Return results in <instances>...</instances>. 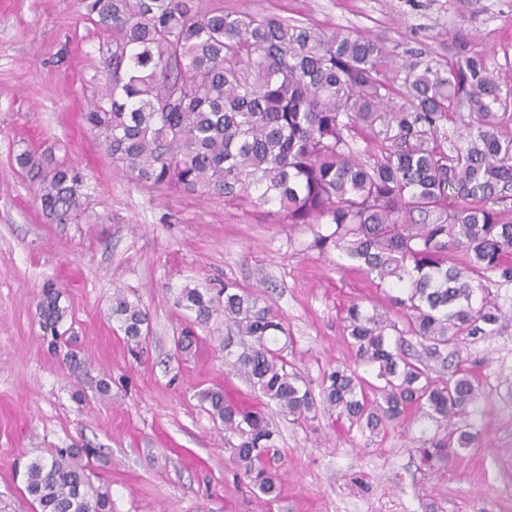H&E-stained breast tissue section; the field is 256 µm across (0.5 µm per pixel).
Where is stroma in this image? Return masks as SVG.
Returning a JSON list of instances; mask_svg holds the SVG:
<instances>
[{
  "label": "stroma",
  "mask_w": 512,
  "mask_h": 512,
  "mask_svg": "<svg viewBox=\"0 0 512 512\" xmlns=\"http://www.w3.org/2000/svg\"><path fill=\"white\" fill-rule=\"evenodd\" d=\"M225 9L277 14L351 34L379 35L399 52L439 62L442 42L467 31L512 86V0H223ZM83 0H0V512H37L26 469L57 448L87 447L91 477L111 512H512V320L461 345L488 397L467 448L425 463L445 425L419 416L383 437L332 429L326 413L276 415L280 495L240 478L224 432L198 394H253L224 364V315L196 329L190 354L174 344L193 316L185 285L225 280L280 315L290 360L319 390L324 371L350 363L345 310L386 311L388 289L338 257L311 249L305 224H273L252 202L135 184L87 130L83 114L105 32ZM66 161L87 178L79 222L44 217L16 156ZM63 288L65 350L39 324L43 285ZM139 301L151 333L127 344L112 316L116 293Z\"/></svg>",
  "instance_id": "stroma-1"
}]
</instances>
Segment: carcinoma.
Wrapping results in <instances>:
<instances>
[{"mask_svg":"<svg viewBox=\"0 0 512 512\" xmlns=\"http://www.w3.org/2000/svg\"><path fill=\"white\" fill-rule=\"evenodd\" d=\"M85 17L109 33L84 120L112 166L132 180L225 201L257 193L273 224H306L312 247L337 250L398 290L394 318L346 309L354 365L324 375L320 396L348 432L372 436L420 412L454 425L460 448L477 440L469 417L484 395L473 367L454 360L446 379L401 350L412 336L442 367L467 340L499 334L508 312L492 289L512 288V87L463 37L454 60L398 62L397 47L373 35L327 32L276 14L227 11L217 0H87ZM455 128L447 129L448 123ZM371 145L361 150L354 134ZM448 146H442V142ZM37 169L36 192L53 224L79 221L85 177L57 163ZM484 296L475 306V290ZM55 283L38 310L53 339L68 308ZM176 304L208 323L215 307L231 335L224 364L243 376L255 402L223 391L199 394L213 420L237 439L232 456L260 493H279L281 452L266 410L296 421L316 411L288 359V328L229 280L213 295L188 285ZM112 317L139 345L148 317L123 294ZM377 369L374 384L358 372ZM85 448H58L27 468L38 512H109L88 474Z\"/></svg>","mask_w":512,"mask_h":512,"instance_id":"obj_1","label":"carcinoma"}]
</instances>
